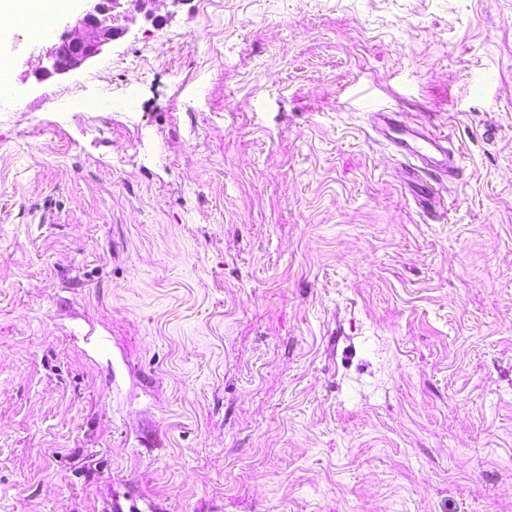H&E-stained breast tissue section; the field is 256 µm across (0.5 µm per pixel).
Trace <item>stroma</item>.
Instances as JSON below:
<instances>
[{
	"mask_svg": "<svg viewBox=\"0 0 512 512\" xmlns=\"http://www.w3.org/2000/svg\"><path fill=\"white\" fill-rule=\"evenodd\" d=\"M155 14L0 29V512H512V0ZM85 2L74 29L64 30L58 43L45 53L46 65L39 68V78L64 74L76 69L97 55L110 42L123 36L127 27L121 24L129 13L131 2L145 19L154 20V7L159 0H76ZM371 127L409 162L420 163L433 175L446 176L456 170L448 151V139L431 135L423 127L401 120L399 112H371Z\"/></svg>",
	"mask_w": 512,
	"mask_h": 512,
	"instance_id": "1",
	"label": "stroma"
}]
</instances>
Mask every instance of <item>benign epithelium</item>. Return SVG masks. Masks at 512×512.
Listing matches in <instances>:
<instances>
[{
	"mask_svg": "<svg viewBox=\"0 0 512 512\" xmlns=\"http://www.w3.org/2000/svg\"><path fill=\"white\" fill-rule=\"evenodd\" d=\"M84 9L76 19L74 29L64 31L58 43L45 53L46 65L39 68L38 77L64 74L76 69L97 55L115 39L123 36L127 27L121 21L129 13L126 5L134 3L145 19H155L154 7L160 0H83Z\"/></svg>",
	"mask_w": 512,
	"mask_h": 512,
	"instance_id": "obj_1",
	"label": "benign epithelium"
}]
</instances>
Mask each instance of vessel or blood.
Instances as JSON below:
<instances>
[{
  "instance_id": "vessel-or-blood-1",
  "label": "vessel or blood",
  "mask_w": 512,
  "mask_h": 512,
  "mask_svg": "<svg viewBox=\"0 0 512 512\" xmlns=\"http://www.w3.org/2000/svg\"><path fill=\"white\" fill-rule=\"evenodd\" d=\"M371 127L407 161L419 163L424 170L438 176L454 172V159L448 151L447 139L433 136L423 127L403 121L400 113H372Z\"/></svg>"
}]
</instances>
